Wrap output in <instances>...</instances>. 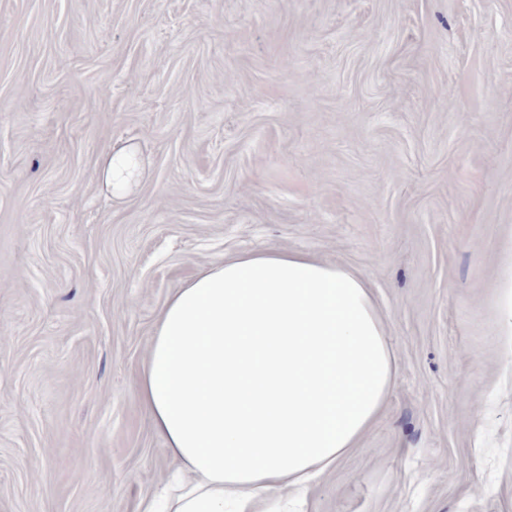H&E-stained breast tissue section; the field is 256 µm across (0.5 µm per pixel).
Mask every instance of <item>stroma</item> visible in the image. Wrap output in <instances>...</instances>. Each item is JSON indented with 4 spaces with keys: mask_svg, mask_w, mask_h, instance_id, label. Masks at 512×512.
Returning <instances> with one entry per match:
<instances>
[{
    "mask_svg": "<svg viewBox=\"0 0 512 512\" xmlns=\"http://www.w3.org/2000/svg\"><path fill=\"white\" fill-rule=\"evenodd\" d=\"M269 249L361 272L395 359L306 512H512V0H0V512H136L157 316ZM141 160L127 147L114 149L103 159L102 176L116 191L123 192L138 181ZM498 308L505 321L502 336H506L509 343V353L512 352V267L505 272L499 282L498 288Z\"/></svg>",
    "mask_w": 512,
    "mask_h": 512,
    "instance_id": "1",
    "label": "stroma"
}]
</instances>
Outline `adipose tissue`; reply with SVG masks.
<instances>
[{
  "label": "adipose tissue",
  "instance_id": "obj_1",
  "mask_svg": "<svg viewBox=\"0 0 512 512\" xmlns=\"http://www.w3.org/2000/svg\"><path fill=\"white\" fill-rule=\"evenodd\" d=\"M141 160L112 150L119 192ZM395 371L365 278L304 253H245L160 312L137 398L177 465L138 512H276L358 445Z\"/></svg>",
  "mask_w": 512,
  "mask_h": 512
}]
</instances>
